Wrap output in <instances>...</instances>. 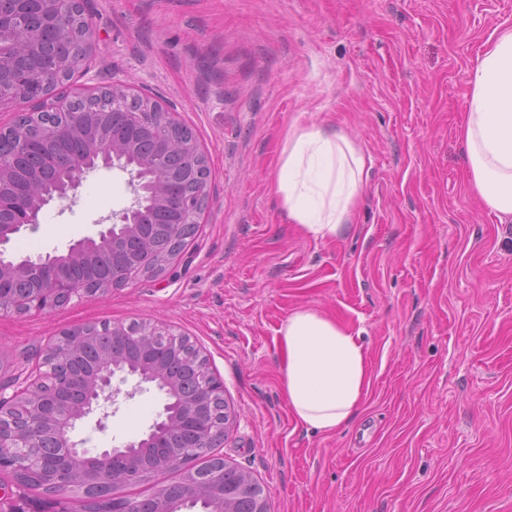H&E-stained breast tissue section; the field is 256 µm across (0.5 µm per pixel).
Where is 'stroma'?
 Wrapping results in <instances>:
<instances>
[{"mask_svg": "<svg viewBox=\"0 0 512 512\" xmlns=\"http://www.w3.org/2000/svg\"><path fill=\"white\" fill-rule=\"evenodd\" d=\"M93 56L74 96L122 83L172 110L210 169L194 236L158 277L46 314L0 315V388L62 332L161 321L224 382L213 456L271 512H512V223L473 198L458 127L472 69L512 0H84ZM349 134L370 163L350 231L310 239L272 182L293 124ZM127 173L88 174L10 253L64 252L128 205ZM322 310L359 331L371 386L355 421L289 416L276 330ZM165 398H120L91 448L145 432Z\"/></svg>", "mask_w": 512, "mask_h": 512, "instance_id": "stroma-1", "label": "stroma"}]
</instances>
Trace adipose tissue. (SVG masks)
Returning <instances> with one entry per match:
<instances>
[{"mask_svg":"<svg viewBox=\"0 0 512 512\" xmlns=\"http://www.w3.org/2000/svg\"><path fill=\"white\" fill-rule=\"evenodd\" d=\"M470 189L499 218H512V29L478 55L459 129ZM367 158L342 130L294 126L286 135L273 189L291 223L315 242L349 232L365 191ZM283 395L297 425L319 433L347 427L371 384L360 333L301 307L277 329Z\"/></svg>","mask_w":512,"mask_h":512,"instance_id":"1","label":"adipose tissue"}]
</instances>
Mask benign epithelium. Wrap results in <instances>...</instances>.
<instances>
[{
  "instance_id": "obj_1",
  "label": "benign epithelium",
  "mask_w": 512,
  "mask_h": 512,
  "mask_svg": "<svg viewBox=\"0 0 512 512\" xmlns=\"http://www.w3.org/2000/svg\"><path fill=\"white\" fill-rule=\"evenodd\" d=\"M11 5L0 8V28L26 21L23 49L0 53V106L9 103H34L36 125L20 119L0 133L10 135L15 146L12 155H0V185L14 175L17 157L27 154L35 143H49L67 133L84 140V153L73 159L68 176L52 192L44 190L47 180L42 170L28 179L24 190L8 198L0 197V213L24 210L30 215L23 224H0V313L51 312L73 299L103 295L112 288L135 282L139 277L160 275L165 271L161 253L138 242L142 224L159 221L168 212L171 225L179 229L197 224L209 196V170H200L204 158L196 142L175 133L178 123L169 110L147 96L123 85L95 88L93 95H112V100L140 99L141 107L127 113L131 123L146 120L162 157L185 160L197 178L196 190L174 207L169 182L157 160L149 158L144 166L137 159L139 150L119 135L88 128V113L76 108V101L58 97L45 109V100L55 85L74 70L73 56L79 37L76 17L82 11L81 0H0ZM99 167L118 168L130 175L133 194L130 205L111 216L96 236L71 244L64 257L47 254L36 258L11 260L1 246L24 228L36 229L42 209L54 200H66L81 181ZM131 244L135 258L119 275L112 273L109 244ZM139 341L165 358L181 352L195 359L200 373L197 388L187 387L176 376L158 371L156 363L140 361L136 367L111 353H103L83 375L82 391L68 398L72 384V366L94 343V325L85 324L61 334L47 349L42 366L45 371L23 383L8 397L0 394V471L13 474L20 486L33 485L51 497V504L71 499L81 492L79 512H135L111 489L127 482L157 478L173 468L185 473L183 501L200 498L209 503L206 512H237L242 495L251 501L250 512H270L263 488L250 475L238 485L224 483V466L198 471L191 467L195 458L217 447L223 440L229 420L216 406L224 405V382L212 372L208 360L192 349L190 341L158 323L146 324L137 333ZM137 379L134 390L152 383L168 401L163 413L145 437L126 442L120 448H104L95 454L86 452L85 441L73 435L78 423L97 416L96 426L106 427L110 413L106 405L116 402L122 386ZM190 436L183 448L160 455L150 464L139 460L138 449L146 448L162 435Z\"/></svg>"
}]
</instances>
